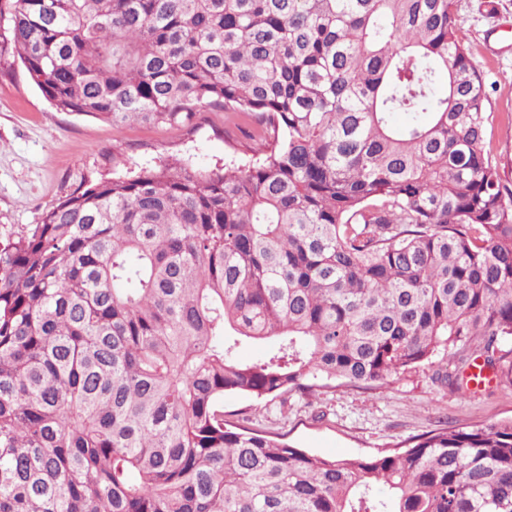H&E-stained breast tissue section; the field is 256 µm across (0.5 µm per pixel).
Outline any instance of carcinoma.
Here are the masks:
<instances>
[{"label": "carcinoma", "instance_id": "1", "mask_svg": "<svg viewBox=\"0 0 512 512\" xmlns=\"http://www.w3.org/2000/svg\"><path fill=\"white\" fill-rule=\"evenodd\" d=\"M455 11L0 0V53L56 109L212 107L248 140L242 165L100 181L0 243V512H512V419L340 460L224 423L227 393L421 365L512 386V189Z\"/></svg>", "mask_w": 512, "mask_h": 512}]
</instances>
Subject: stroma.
<instances>
[{
	"instance_id": "1",
	"label": "stroma",
	"mask_w": 512,
	"mask_h": 512,
	"mask_svg": "<svg viewBox=\"0 0 512 512\" xmlns=\"http://www.w3.org/2000/svg\"><path fill=\"white\" fill-rule=\"evenodd\" d=\"M460 35L483 77L490 123L485 149L512 188V0L488 13L484 0H456ZM209 171L242 161L224 137V113L204 109L189 127L132 123L113 127L57 110L30 81L14 54L0 57V242L40 223L76 191L120 171L153 167L167 158ZM421 366L383 387L336 380L313 392H289L264 405L249 396L224 397L227 423L282 435L288 445L329 458L392 452L449 422L469 428L512 418V387L491 383L463 396Z\"/></svg>"
}]
</instances>
